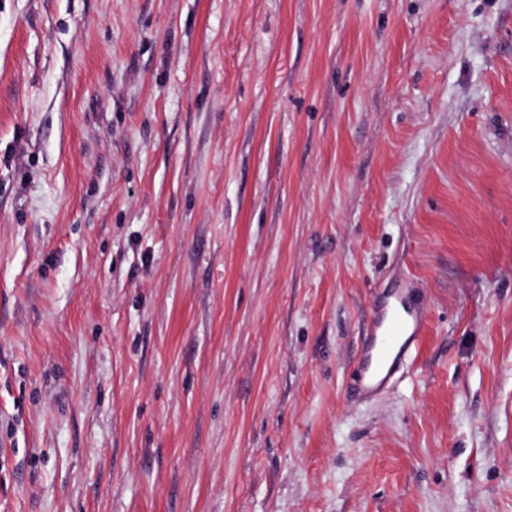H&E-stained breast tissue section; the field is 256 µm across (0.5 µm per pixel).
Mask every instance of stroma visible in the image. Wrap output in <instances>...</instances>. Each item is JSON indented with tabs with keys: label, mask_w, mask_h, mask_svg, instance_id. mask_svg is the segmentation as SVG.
I'll use <instances>...</instances> for the list:
<instances>
[{
	"label": "stroma",
	"mask_w": 512,
	"mask_h": 512,
	"mask_svg": "<svg viewBox=\"0 0 512 512\" xmlns=\"http://www.w3.org/2000/svg\"><path fill=\"white\" fill-rule=\"evenodd\" d=\"M0 512H512V0H0ZM394 301L405 309L411 320L396 309L389 311L390 303L374 312L363 338L355 373L356 388L366 397L391 386L422 333L423 321L411 313L405 297L396 294ZM373 365L376 366L374 370Z\"/></svg>",
	"instance_id": "35a3bbf8"
}]
</instances>
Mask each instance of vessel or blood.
I'll list each match as a JSON object with an SVG mask.
<instances>
[{"instance_id": "vessel-or-blood-1", "label": "vessel or blood", "mask_w": 512, "mask_h": 512, "mask_svg": "<svg viewBox=\"0 0 512 512\" xmlns=\"http://www.w3.org/2000/svg\"><path fill=\"white\" fill-rule=\"evenodd\" d=\"M395 309L375 311L363 338L355 373L358 391L367 397L389 388L403 370L423 329L419 316L402 315L404 296H395Z\"/></svg>"}]
</instances>
